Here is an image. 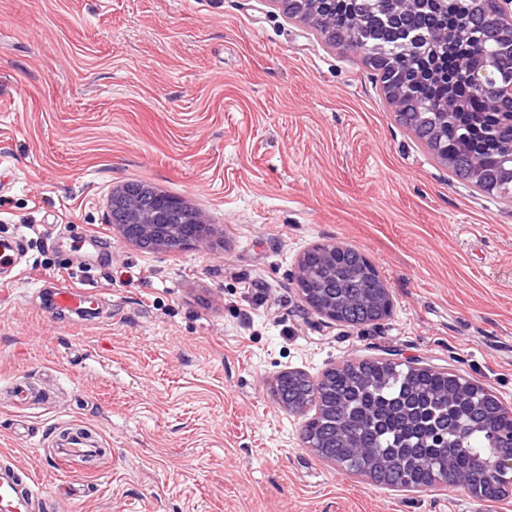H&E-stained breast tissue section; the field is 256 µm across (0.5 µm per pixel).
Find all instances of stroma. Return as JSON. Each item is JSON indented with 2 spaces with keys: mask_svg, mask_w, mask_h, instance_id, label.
<instances>
[{
  "mask_svg": "<svg viewBox=\"0 0 512 512\" xmlns=\"http://www.w3.org/2000/svg\"><path fill=\"white\" fill-rule=\"evenodd\" d=\"M131 181L201 212L209 245L126 241L108 200ZM19 233L0 461L53 491L39 512H512L341 472L270 394L391 352L512 407V203L453 178L359 55L272 0H0V239ZM334 242L388 288L379 324L305 303L297 259ZM70 285L96 309L55 313ZM73 425L104 460L58 464Z\"/></svg>",
  "mask_w": 512,
  "mask_h": 512,
  "instance_id": "35a3bbf8",
  "label": "stroma"
}]
</instances>
